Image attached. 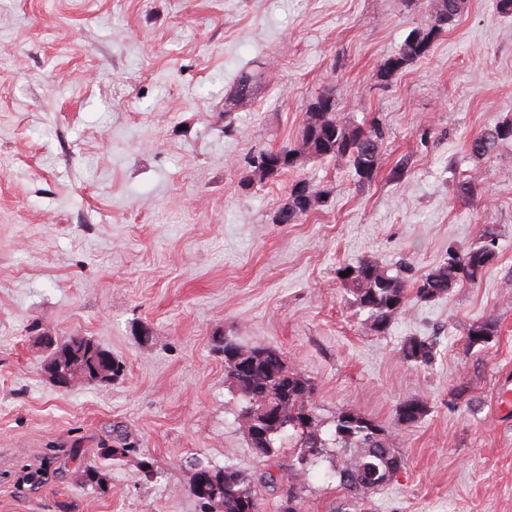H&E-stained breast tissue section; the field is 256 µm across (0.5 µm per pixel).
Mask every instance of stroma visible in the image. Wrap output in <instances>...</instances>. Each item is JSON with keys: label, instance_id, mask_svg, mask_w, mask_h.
I'll use <instances>...</instances> for the list:
<instances>
[{"label": "stroma", "instance_id": "obj_1", "mask_svg": "<svg viewBox=\"0 0 512 512\" xmlns=\"http://www.w3.org/2000/svg\"><path fill=\"white\" fill-rule=\"evenodd\" d=\"M432 8L0 0V512H202L186 464L197 454L259 478L266 461L215 349L224 336L280 350L310 380L322 433L345 408L388 430L405 465L371 512H512V401L497 396L512 380V140L488 159L468 151L512 119V16L467 0L426 56L380 80ZM243 68L255 93L235 105ZM326 89L340 121L388 129L371 184L329 158L246 182L248 158L294 143ZM299 180L326 203L274 223ZM464 180L475 195L457 192ZM487 224L499 241L481 282L411 301L388 334L345 300L339 266L366 258L411 284ZM478 320L496 334L472 346ZM42 336L87 337L122 370L57 388ZM412 336L435 340L432 364L399 359ZM409 397L428 408L413 424L396 415ZM123 439L132 453L102 457ZM74 453L105 473V490ZM339 460L326 448L299 512H344Z\"/></svg>", "mask_w": 512, "mask_h": 512}]
</instances>
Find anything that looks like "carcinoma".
Masks as SVG:
<instances>
[{
    "instance_id": "cac0c4a2",
    "label": "carcinoma",
    "mask_w": 512,
    "mask_h": 512,
    "mask_svg": "<svg viewBox=\"0 0 512 512\" xmlns=\"http://www.w3.org/2000/svg\"><path fill=\"white\" fill-rule=\"evenodd\" d=\"M465 0H441L427 17L426 28L415 37L406 39L399 56L388 59L380 75L391 76L395 71L423 57L433 42L447 31L448 19L456 18L464 9ZM336 108L332 93L325 91L310 103L305 113L301 135L292 146L280 148L288 155V165L279 169H268L249 162L251 176L263 181L273 179L291 170L301 156L317 159L347 158L360 186L368 185L375 178L378 155L388 138L387 128L376 118L367 125L350 127L337 121L332 109ZM512 139V120H506L470 140L472 156L490 158L498 144ZM327 192L302 184L292 189L277 211V224H292L299 217L322 205ZM497 234L486 227L475 242L462 250L450 246L448 256L421 276L412 285L369 259H361L338 271L352 270L346 277H339L354 313L365 316L363 324L377 334H385L395 319L407 311L409 295L426 302L434 300L458 284H477L486 268L495 257ZM494 333L493 324L484 322L473 326L468 332L469 345L486 343ZM63 345L70 351L82 353L87 364L106 350L93 341L68 339ZM224 373L232 381L239 396L248 403L256 400L268 407L281 409L287 414L288 429L293 431L294 446L301 449L299 468L290 478L300 483L305 480L313 463L321 457V449L334 444L344 452V460L334 476L351 493V512H364L368 493L383 487L371 485L360 490L354 485V475L375 476L389 473L392 464L403 457L393 446L391 435L384 427L360 413L343 409L333 421L332 438L326 440L319 433V425L309 403L311 385L300 375L287 370L282 353L269 347H244L233 339L224 340ZM400 359L414 366L427 365L435 358V343L429 339L411 338L399 348ZM398 419L414 423L427 414V405L417 398L406 399L396 410ZM281 436L271 437L265 444L248 438L250 447L266 459L276 456L277 441ZM186 463L194 470H211L214 483L211 485L216 500L211 507L214 512H259L255 483L251 478L230 466L217 468L200 456H192Z\"/></svg>"
}]
</instances>
